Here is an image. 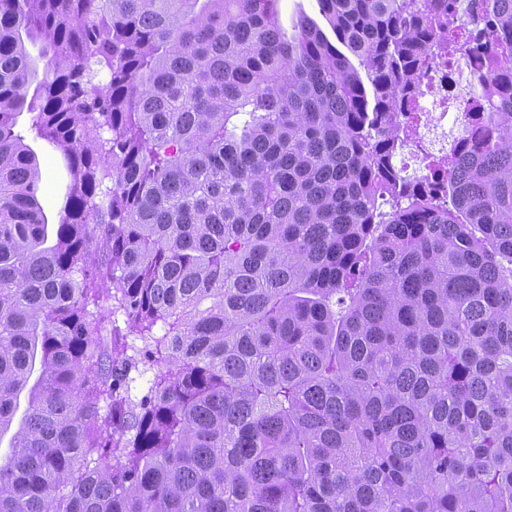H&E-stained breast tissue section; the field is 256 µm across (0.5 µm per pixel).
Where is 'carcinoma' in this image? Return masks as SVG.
<instances>
[{
  "label": "carcinoma",
  "mask_w": 512,
  "mask_h": 512,
  "mask_svg": "<svg viewBox=\"0 0 512 512\" xmlns=\"http://www.w3.org/2000/svg\"><path fill=\"white\" fill-rule=\"evenodd\" d=\"M316 2L0 0V512H512V0L439 196L397 115L459 0ZM280 2V18L287 36L294 33L292 18L300 11L307 13L319 24V26L330 35L325 20L319 15L315 0H285ZM30 125V115L26 112L17 118V126L26 133V143L36 153L43 178L38 194L39 202L47 216L49 224H57L58 212L62 202L65 185V171L62 162L43 142L34 141L32 134L27 133Z\"/></svg>",
  "instance_id": "cac0c4a2"
}]
</instances>
